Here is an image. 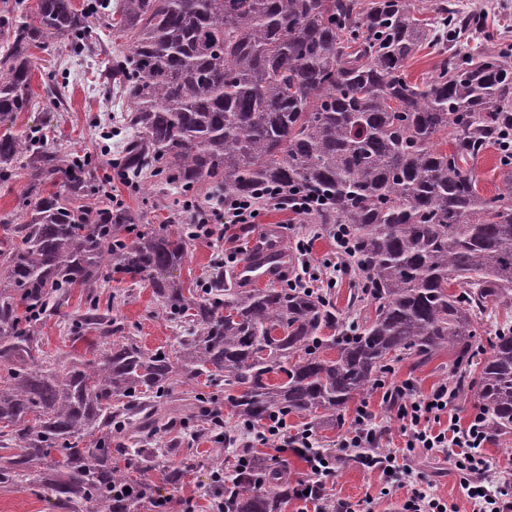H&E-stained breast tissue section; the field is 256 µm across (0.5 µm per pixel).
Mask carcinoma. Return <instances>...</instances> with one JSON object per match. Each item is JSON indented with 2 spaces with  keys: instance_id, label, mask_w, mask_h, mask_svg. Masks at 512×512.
Here are the masks:
<instances>
[{
  "instance_id": "1",
  "label": "carcinoma",
  "mask_w": 512,
  "mask_h": 512,
  "mask_svg": "<svg viewBox=\"0 0 512 512\" xmlns=\"http://www.w3.org/2000/svg\"><path fill=\"white\" fill-rule=\"evenodd\" d=\"M25 0L0 8V181L29 176L25 221L0 239V487L43 463V486L78 512H131L151 500L145 472L175 451L147 444L176 418L166 409L175 364L224 398H194L197 433L226 446L223 412L254 427L290 415L342 411L413 357L473 348L480 316L512 306V43L490 42L484 16L434 0ZM125 40L103 73L104 92L127 100L131 132L112 169L124 180L174 187L197 206L202 190L249 198L292 188L327 204L317 224L351 230L361 281L350 317L325 291L288 282L243 288L224 270L194 288L175 271L188 236L141 231L112 206L92 159L42 133L13 131L32 108V49L51 39L90 51L89 18ZM477 32L473 49L458 48ZM439 56L412 83L406 61ZM451 136V149L436 139ZM498 150L508 193H479L471 168ZM112 274L148 280L159 307L187 328L174 353L147 350L99 312L96 288ZM457 291H451V288ZM84 314L69 340L97 333L103 351L62 372L40 348L38 324L72 289ZM328 329L331 334L322 335ZM328 349L336 356L325 355ZM470 377L488 435L512 429V329L490 341ZM285 379L271 383L270 375ZM133 435L144 448H126ZM130 455L136 468L112 465ZM196 463L165 469L181 484ZM127 486L133 493L114 494ZM224 512H277L288 476L238 463L216 482Z\"/></svg>"
}]
</instances>
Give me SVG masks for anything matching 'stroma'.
<instances>
[{"mask_svg": "<svg viewBox=\"0 0 512 512\" xmlns=\"http://www.w3.org/2000/svg\"><path fill=\"white\" fill-rule=\"evenodd\" d=\"M122 48V39L112 36L103 38L100 45L93 47L91 57L86 59L70 56L65 43L57 40L34 49L36 72L32 76L31 87L36 106L32 111L18 113L15 130L25 134L37 128L62 131L67 149L88 154L100 168H109L111 157L101 149L103 139L99 127L125 110L126 104L103 92L101 71ZM61 63L67 65L69 76L61 91L62 100L57 103L47 94L40 73ZM110 191L136 215L137 224L144 231H158L170 223H190L194 214L174 189L151 185L134 191L116 178ZM266 226L275 227L284 246L290 250L294 249L296 239L310 238L312 263L309 273L313 277L324 278L325 261L336 258V244L329 232L314 235L315 225L310 219L292 216L274 208L267 209L258 224L240 231L237 243H230L225 237L190 241L180 277L186 281L198 277L206 279L218 264L226 262L228 256L244 260L243 246L252 243ZM97 298L101 308L124 322L144 348L152 351L160 348L170 352L177 349L179 333L161 312L147 282L135 283L127 278L110 281L98 288ZM83 303L80 293L72 292L53 315L42 321V348L49 358L66 364L81 357H91L92 349L87 341L73 343L64 340L61 332L63 325L79 318ZM453 359V354L444 350L420 366L413 359L402 360L394 364L388 381L392 384L410 382L417 395H426L433 387L453 379L456 372ZM382 395V389H375L364 401H351L340 413L322 420L288 416V430L292 433L311 430L315 449L338 455L341 440L351 426L359 404H367L375 415L376 429L382 433L379 443L382 451L406 452L408 464L423 481L430 483L432 491L455 503L459 512H467L466 492L453 463L444 454L422 448L405 451L400 423L395 413L389 411ZM165 438L179 442L182 453L193 455L197 466L175 490L166 484L163 467L149 471L146 478L152 486L154 499L162 502V512H206L213 498V474L224 468L223 459L215 457L212 452V439L206 435L195 437L180 429L166 433ZM329 485L333 494L361 503L364 512H384L389 503L388 497L382 493L384 482L379 475L363 469L348 457H340ZM0 512L63 510L57 506L54 496L43 491L36 476L31 475L19 485L0 488Z\"/></svg>", "mask_w": 512, "mask_h": 512, "instance_id": "1", "label": "stroma"}]
</instances>
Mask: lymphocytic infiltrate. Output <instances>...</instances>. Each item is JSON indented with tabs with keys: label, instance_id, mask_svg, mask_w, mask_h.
Here are the masks:
<instances>
[{
	"label": "lymphocytic infiltrate",
	"instance_id": "obj_1",
	"mask_svg": "<svg viewBox=\"0 0 512 512\" xmlns=\"http://www.w3.org/2000/svg\"><path fill=\"white\" fill-rule=\"evenodd\" d=\"M410 382L387 389L384 397L396 403V417L401 423L405 445L451 455L455 467L463 476L471 512H512V472L500 475L497 484L490 485L486 476L490 464L483 453L489 437L485 430L483 412L473 413L467 425H460L452 414L459 389L443 383L425 397H414ZM374 414L368 407H360L354 424L341 442L343 456L356 459L370 470L393 481L395 489L404 493L396 512H457L456 505L424 488L410 467L400 463L396 453L379 450V436L372 422ZM270 435L282 438L289 448L303 449L310 477L297 483L289 493L291 500L300 504L298 512H359L358 504L333 497L326 487V479L336 470L338 458L325 457L312 451L310 431L288 434L285 423L269 428ZM341 455V456H342Z\"/></svg>",
	"mask_w": 512,
	"mask_h": 512
}]
</instances>
